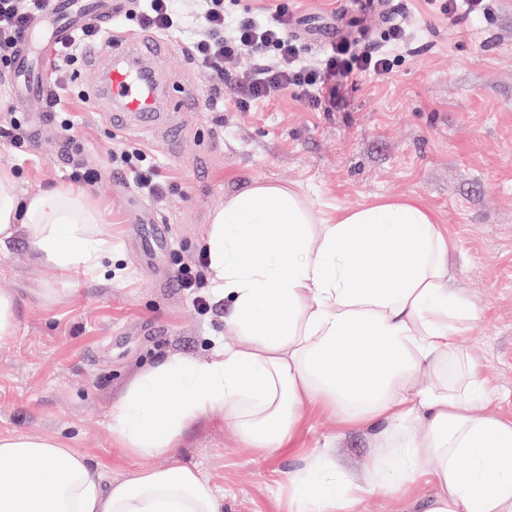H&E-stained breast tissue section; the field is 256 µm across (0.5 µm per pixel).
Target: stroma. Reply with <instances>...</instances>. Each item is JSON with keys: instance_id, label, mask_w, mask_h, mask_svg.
Returning a JSON list of instances; mask_svg holds the SVG:
<instances>
[{"instance_id": "1", "label": "stroma", "mask_w": 512, "mask_h": 512, "mask_svg": "<svg viewBox=\"0 0 512 512\" xmlns=\"http://www.w3.org/2000/svg\"><path fill=\"white\" fill-rule=\"evenodd\" d=\"M282 4L297 58L311 67L326 48L305 29L307 19L339 18V36L351 42L384 45L394 24L407 40L392 47L388 78L348 80L320 110L291 87L245 110L228 91L217 111L206 98L220 78L189 58L198 27L169 35V51L151 68L164 126L182 127L176 139L164 126L150 137L114 128L111 105L95 100L104 90L97 50L59 76L43 25L21 44L48 92L65 87L75 134L48 117L43 99L20 105L9 72L0 70V124L18 117L25 136L20 146L0 138V167L13 172L23 195L72 186L77 168L95 170L87 191L114 247L95 278L36 262L22 236L0 252V292L17 299L16 333L0 342V434L60 438L106 482L167 466L168 458H133L115 446L111 404L170 355L206 359L214 341L235 343L224 328L229 301L213 299L208 285V309L198 311L174 274L203 254L212 214L257 183L298 192L318 221L387 199L431 212L448 233L451 283L478 311L461 345L483 364L491 388L484 410L512 419V0L453 20L440 0H389L385 18L372 0H226L233 16L268 22ZM183 88L196 92L198 111H175ZM116 149L152 157L166 183L161 200L142 196L116 168ZM154 218L168 227L157 253L144 246ZM336 436V463L348 475L361 479L378 467L370 431H340L334 415L313 407L303 408L293 443L263 459L214 409L186 431L176 457L203 473L224 512H288L279 485ZM434 492L423 480L405 494L369 490L356 512H428Z\"/></svg>"}]
</instances>
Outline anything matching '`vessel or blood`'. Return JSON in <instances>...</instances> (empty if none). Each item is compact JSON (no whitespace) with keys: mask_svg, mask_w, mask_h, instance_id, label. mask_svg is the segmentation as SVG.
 Wrapping results in <instances>:
<instances>
[{"mask_svg":"<svg viewBox=\"0 0 512 512\" xmlns=\"http://www.w3.org/2000/svg\"><path fill=\"white\" fill-rule=\"evenodd\" d=\"M50 13L56 19L53 38L68 41L83 28L88 19L109 22L120 13L122 5L115 0L112 8H104L100 0H48ZM165 48L159 37L129 36L111 40L105 51L107 57V88L115 106L112 120L116 126H124L128 116H136L141 131L152 134L159 121L156 89L145 78L142 62L156 58ZM30 64L25 49H18L13 70L15 85L24 89L25 96L35 97L42 93L41 85L32 84L29 78Z\"/></svg>","mask_w":512,"mask_h":512,"instance_id":"vessel-or-blood-1","label":"vessel or blood"}]
</instances>
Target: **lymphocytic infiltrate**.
<instances>
[{"mask_svg":"<svg viewBox=\"0 0 512 512\" xmlns=\"http://www.w3.org/2000/svg\"><path fill=\"white\" fill-rule=\"evenodd\" d=\"M47 13V0H0L1 67L11 66L18 42L31 24ZM194 19L204 34L193 42L190 57L202 70L223 71L226 61L244 52L273 54V63H259L244 80L231 83V91L243 105L269 97L280 88L294 86L304 93L309 105L318 108L325 101V91L341 79L352 74L382 79L392 70L387 55L356 51L343 43L327 48L319 68L304 67L288 39L287 21L275 24L252 19L239 21L226 14L224 0H198ZM184 21L181 0H140L142 29L167 35L182 28ZM113 159L120 167L130 170L144 196L152 199L163 196L164 184L145 153L124 150L114 154Z\"/></svg>","mask_w":512,"mask_h":512,"instance_id":"f902f5d3","label":"lymphocytic infiltrate"}]
</instances>
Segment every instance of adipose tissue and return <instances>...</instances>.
Returning <instances> with one entry per match:
<instances>
[{
	"label": "adipose tissue",
	"instance_id": "adipose-tissue-1",
	"mask_svg": "<svg viewBox=\"0 0 512 512\" xmlns=\"http://www.w3.org/2000/svg\"><path fill=\"white\" fill-rule=\"evenodd\" d=\"M97 223L84 190L21 199L0 168V250L23 234L39 263L92 277L112 257ZM205 247L238 344L168 356L109 413L120 448L170 465L104 484L58 438L0 434V512H223L201 472L173 460L185 431L220 407L249 447L274 452L307 403L374 431L372 488L407 491L425 470L430 512H512V421L476 409L490 390L458 338L477 311L449 287L448 236L427 211L399 199L317 224L296 192L256 184L214 215ZM334 454L289 473V512H352L362 485Z\"/></svg>",
	"mask_w": 512,
	"mask_h": 512
}]
</instances>
